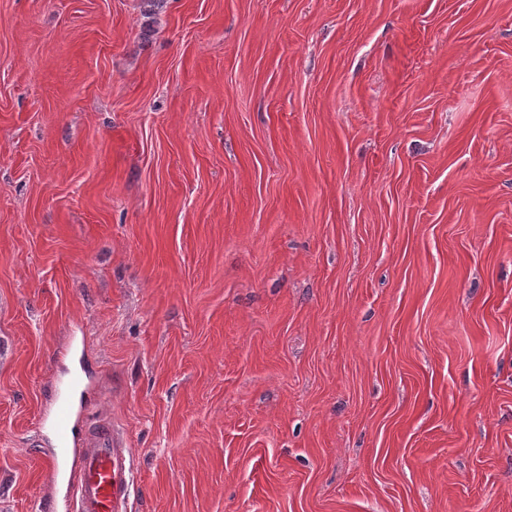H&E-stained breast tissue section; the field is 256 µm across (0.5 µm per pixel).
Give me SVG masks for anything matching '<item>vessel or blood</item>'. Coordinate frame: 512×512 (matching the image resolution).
Masks as SVG:
<instances>
[{"label": "vessel or blood", "instance_id": "obj_1", "mask_svg": "<svg viewBox=\"0 0 512 512\" xmlns=\"http://www.w3.org/2000/svg\"><path fill=\"white\" fill-rule=\"evenodd\" d=\"M51 428L55 504L63 512H128L133 460L110 419L86 415L81 376L61 385Z\"/></svg>", "mask_w": 512, "mask_h": 512}]
</instances>
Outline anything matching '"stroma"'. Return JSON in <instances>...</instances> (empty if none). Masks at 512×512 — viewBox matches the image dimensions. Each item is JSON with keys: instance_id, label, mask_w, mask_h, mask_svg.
Wrapping results in <instances>:
<instances>
[{"instance_id": "stroma-1", "label": "stroma", "mask_w": 512, "mask_h": 512, "mask_svg": "<svg viewBox=\"0 0 512 512\" xmlns=\"http://www.w3.org/2000/svg\"><path fill=\"white\" fill-rule=\"evenodd\" d=\"M79 367L130 512H512V0H0V512Z\"/></svg>"}]
</instances>
